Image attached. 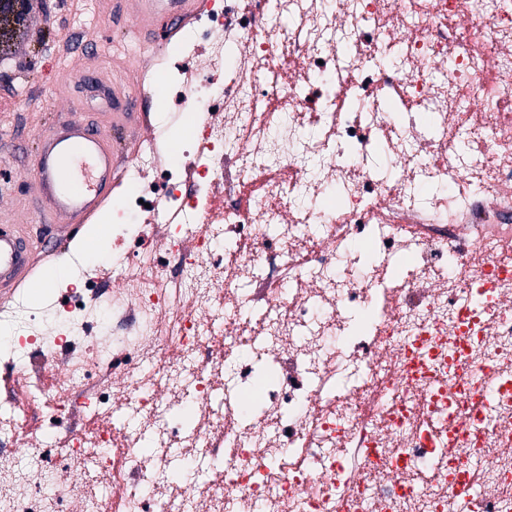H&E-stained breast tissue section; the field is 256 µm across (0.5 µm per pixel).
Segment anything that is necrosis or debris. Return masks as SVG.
<instances>
[{"label": "necrosis or debris", "instance_id": "necrosis-or-debris-1", "mask_svg": "<svg viewBox=\"0 0 512 512\" xmlns=\"http://www.w3.org/2000/svg\"><path fill=\"white\" fill-rule=\"evenodd\" d=\"M179 48L192 131L123 173V274L0 309L31 346L0 512H512V0H207ZM254 308L275 374L215 406ZM176 451L218 476L169 484Z\"/></svg>", "mask_w": 512, "mask_h": 512}]
</instances>
